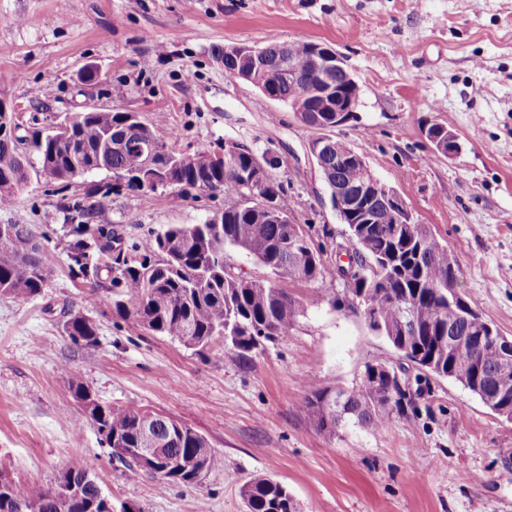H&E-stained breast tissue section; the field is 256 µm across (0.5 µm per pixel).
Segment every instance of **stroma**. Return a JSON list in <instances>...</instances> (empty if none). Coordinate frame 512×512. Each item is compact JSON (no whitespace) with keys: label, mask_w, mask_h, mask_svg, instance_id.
Here are the masks:
<instances>
[{"label":"stroma","mask_w":512,"mask_h":512,"mask_svg":"<svg viewBox=\"0 0 512 512\" xmlns=\"http://www.w3.org/2000/svg\"><path fill=\"white\" fill-rule=\"evenodd\" d=\"M327 44L360 86L355 121L335 129L374 176L397 190L459 265L460 289L512 337V0H0V95L22 133L88 107L131 110L174 127L175 150L239 141L277 160L291 217L321 250L327 273L287 289L304 303L287 340L239 362L223 346L200 356L148 334L112 305L109 277L74 275L62 205L109 180L98 172L61 187L30 175L0 224L44 233L52 270L33 298H0V469L31 494L61 470L89 471L114 507L140 512H244L239 487L255 476L288 486L301 512H512V421L459 383L418 374L362 315L335 304L336 246L347 227L309 159L317 130L288 106L224 71V44ZM435 122L460 137L433 156ZM224 205L204 192H125L102 198L95 223L122 246L150 252L171 224H199ZM81 312L96 343L70 341ZM386 363L420 379L410 417L330 437L300 409L307 383L355 385ZM76 371L94 397L173 418L224 458L195 487L159 489L145 471L109 458L95 427L79 424Z\"/></svg>","instance_id":"35a3bbf8"}]
</instances>
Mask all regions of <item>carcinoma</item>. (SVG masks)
Segmentation results:
<instances>
[{"label": "carcinoma", "instance_id": "carcinoma-1", "mask_svg": "<svg viewBox=\"0 0 512 512\" xmlns=\"http://www.w3.org/2000/svg\"><path fill=\"white\" fill-rule=\"evenodd\" d=\"M310 40L288 42L292 69L281 66L280 43L267 45L262 69L224 64L236 69L250 84L283 102L301 97L307 88L320 82L308 63ZM0 209L10 206L15 190L29 179V169L37 167L46 177L62 183L77 166L95 170H120L126 180L106 185L119 195L124 191L152 192L140 177L142 153L133 143L154 142L168 147L153 163L162 181L176 183L180 190H198L222 196L224 207L201 224L170 225L158 234L156 255L137 253L115 258L114 264H89L88 250L112 256L109 241L116 237L110 225L93 224L98 209L93 195L75 197L65 210L74 236L71 260L84 278H99L112 272V287L121 289L127 300L113 302L120 317H130L147 332L169 336L201 354L214 342L240 361L266 342L291 335L303 307L302 302L281 287L277 279L309 283L325 276L322 252L308 239L303 228L292 222L283 182L275 167L257 157L252 149L235 143L218 161L207 160L210 150L190 153L171 148V136L159 120L129 122L126 112L101 110L74 112L66 129L53 136L35 131L19 134V124L7 117L0 123ZM352 146L341 138L331 139L324 162L331 164L338 154ZM365 169L352 165L324 174L330 184L354 186L363 181ZM369 224L348 225L350 261L356 272L346 274L344 292L366 296L383 324L399 325L404 308L412 309L417 326L407 336L390 341L395 351L416 363V368L439 377L448 375V361L460 366L476 363L487 386L495 388L501 353L494 340L480 347L466 342H448V331L470 336L484 327L479 311L463 314L448 303V246L440 243L425 224H397L398 217L382 203L371 213ZM400 231H392L394 225ZM13 238L0 242V297L32 298L41 294L51 275L43 258L41 243L33 225L13 224ZM234 249L251 257L275 278L253 279L235 270L226 261V251ZM64 330L76 344L97 341L95 323L80 312L70 314ZM345 395V421L376 430L392 414L415 410L419 390L401 388L383 377L364 375L356 385L318 388L309 385L302 410L314 427L329 436L336 434V413L326 408L336 393ZM80 422L97 429L109 455L129 468L152 474L163 489L173 485L194 487L197 476L223 467V458L208 440L192 428L170 417L143 411L134 406L112 407L96 400L83 408ZM157 449L156 461L141 464L133 449ZM246 512H299L288 488L266 476H255L239 488ZM104 497L96 483L86 484L80 497L63 501L43 492L39 512H87L86 504ZM32 498L21 485L11 482L8 493L0 492V512H16V501Z\"/></svg>", "mask_w": 512, "mask_h": 512}]
</instances>
